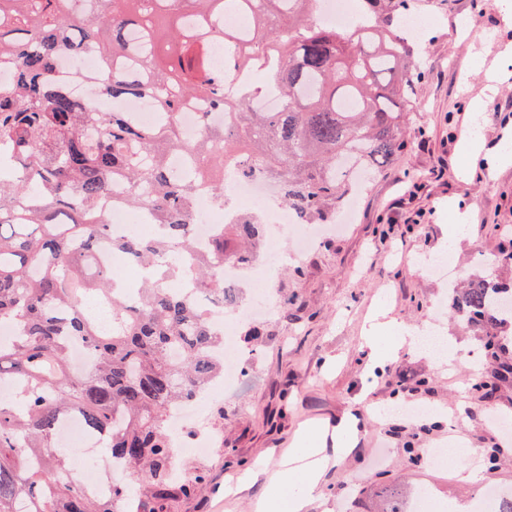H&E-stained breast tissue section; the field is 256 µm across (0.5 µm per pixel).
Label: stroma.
Wrapping results in <instances>:
<instances>
[{
	"label": "stroma",
	"mask_w": 512,
	"mask_h": 512,
	"mask_svg": "<svg viewBox=\"0 0 512 512\" xmlns=\"http://www.w3.org/2000/svg\"><path fill=\"white\" fill-rule=\"evenodd\" d=\"M504 0H415V15L429 19L421 40L423 73L414 89L405 151L356 197V219L339 236L314 250L288 257L276 274L289 307H273L261 336H240L252 354V370L240 388L205 406L211 427L222 433L219 448L184 466L206 478L190 495L178 496L170 512H254L282 459L309 457L300 438L332 432L346 413L359 421L354 448L336 456L324 473L321 495L308 512H377L378 482H397L405 493L428 487L452 502L468 503L474 489L459 480L457 461L447 468L408 464V448H431L460 438L471 451L496 454V485L512 488V437L489 426L486 414L512 419V380L493 394L472 389L476 328L449 312L434 315L448 283L427 274L416 260L435 256L455 218L452 199L474 202L467 237L451 251L456 282L494 274L512 282V266L487 267L486 257L512 244V166L487 175L468 161L467 115L482 103L485 138L495 143L512 125V80L488 90L489 70L502 64L512 45V23L503 20ZM404 322L428 327L439 318L444 362L400 351L382 372L364 370L361 340L366 316L378 300Z\"/></svg>",
	"instance_id": "obj_1"
}]
</instances>
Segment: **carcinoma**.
I'll return each instance as SVG.
<instances>
[{
	"mask_svg": "<svg viewBox=\"0 0 512 512\" xmlns=\"http://www.w3.org/2000/svg\"><path fill=\"white\" fill-rule=\"evenodd\" d=\"M317 0H0V512H167L175 448L169 408L203 392L221 371L205 313L177 290L181 256L193 246L195 196L221 192L225 171L262 174L301 224H330L351 169L381 172L405 149L411 90L421 78L416 42L403 30L406 0H363L375 16L340 31L315 23ZM93 49L112 60L96 101L52 81L63 55ZM258 69L281 94L276 112H255L232 93L235 70ZM154 96L157 119L103 103ZM203 98L228 123L189 144L177 116ZM126 186L131 209L154 231L112 239V251L149 268L140 303L120 298L121 276L96 262L108 224L99 200ZM267 225L243 215L221 224L197 259L202 295L226 308L238 289L217 276L226 263L253 261ZM489 275L452 289L459 320L483 327L491 365L512 370V307ZM112 299L102 331L83 297ZM90 353L70 368L72 346ZM75 409L129 481L107 499L70 478L68 451L55 446L61 417Z\"/></svg>",
	"mask_w": 512,
	"mask_h": 512,
	"instance_id": "carcinoma-1",
	"label": "carcinoma"
}]
</instances>
